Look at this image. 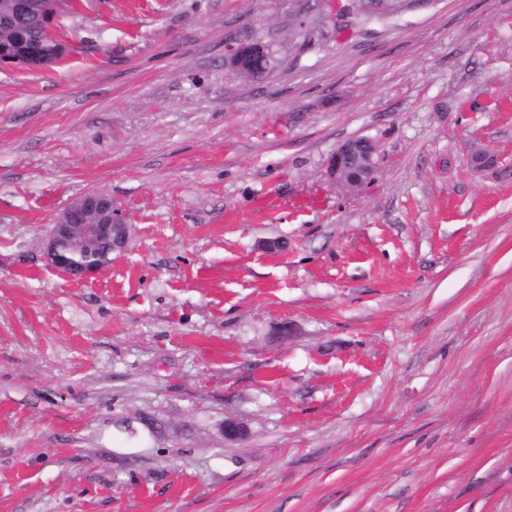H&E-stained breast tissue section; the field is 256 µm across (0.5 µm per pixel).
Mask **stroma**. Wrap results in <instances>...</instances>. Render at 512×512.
<instances>
[{"label":"stroma","mask_w":512,"mask_h":512,"mask_svg":"<svg viewBox=\"0 0 512 512\" xmlns=\"http://www.w3.org/2000/svg\"><path fill=\"white\" fill-rule=\"evenodd\" d=\"M357 3L76 0L0 64V512H512V0ZM90 190L134 232L72 280ZM55 42L56 47L54 50L35 51L22 61V65L35 70L49 68L59 59L58 56H62L65 52V46L57 40ZM268 58V46L261 40H255L248 44L238 46V48L230 55L227 65L231 71L248 75L253 73L252 78L256 79L269 70V67H258V63ZM360 145L363 147V155L359 158L357 166H350V155L354 152V147L348 139L337 146L325 167V175L331 182L342 185L352 192H359L366 187L377 170V145L366 138L361 139ZM131 230L132 225L112 209L111 195L88 191L71 202L51 225L44 253L51 267L71 279H85L112 263L101 253L99 244L108 241L110 254L121 253Z\"/></svg>","instance_id":"1"}]
</instances>
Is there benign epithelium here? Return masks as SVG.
<instances>
[{"label": "benign epithelium", "mask_w": 512, "mask_h": 512, "mask_svg": "<svg viewBox=\"0 0 512 512\" xmlns=\"http://www.w3.org/2000/svg\"><path fill=\"white\" fill-rule=\"evenodd\" d=\"M62 0H55L54 8L60 10ZM46 0H5L0 5V28L19 33L16 24L20 20L34 21L49 11ZM65 52V46L56 43L53 50L35 51L22 65L35 70L47 69ZM268 58V46L261 40L238 46L230 55L227 65L231 71L259 78L268 69L258 63ZM362 158L357 166H350L354 147L346 140L330 155L325 167L326 177L352 192H359L373 179L378 164L377 145L361 139ZM132 225L112 209V196L98 190L84 193L71 202L57 217L44 240V253L48 264L71 279H85L96 275L111 264L99 250V244L107 241L111 252H123L131 237Z\"/></svg>", "instance_id": "1"}]
</instances>
